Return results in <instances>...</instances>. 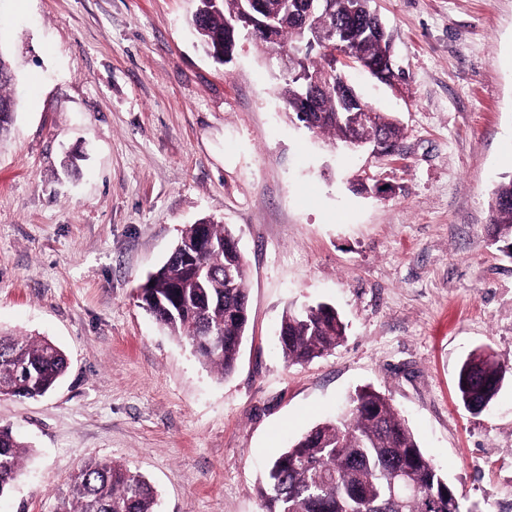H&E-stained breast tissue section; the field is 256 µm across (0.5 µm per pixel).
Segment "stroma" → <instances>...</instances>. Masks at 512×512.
<instances>
[{"instance_id": "obj_1", "label": "stroma", "mask_w": 512, "mask_h": 512, "mask_svg": "<svg viewBox=\"0 0 512 512\" xmlns=\"http://www.w3.org/2000/svg\"><path fill=\"white\" fill-rule=\"evenodd\" d=\"M197 0H0L20 101L0 139V331L48 339L69 368L44 397L0 396L31 448L0 512H51L89 460L148 478L158 512H264L266 466L351 394H388L465 512H512V376L466 410L460 363L512 367V259L489 193L512 173V0H375L409 73L344 71L395 113L385 156L292 121L285 60L242 37L229 63ZM385 194H359L360 178ZM228 227L249 321L220 376L138 299L185 225ZM328 303L344 342L306 365L278 348L288 305Z\"/></svg>"}]
</instances>
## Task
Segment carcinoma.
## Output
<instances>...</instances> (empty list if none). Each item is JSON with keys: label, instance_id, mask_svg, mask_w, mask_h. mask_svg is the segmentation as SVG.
<instances>
[{"label": "carcinoma", "instance_id": "1", "mask_svg": "<svg viewBox=\"0 0 512 512\" xmlns=\"http://www.w3.org/2000/svg\"><path fill=\"white\" fill-rule=\"evenodd\" d=\"M190 26L216 61L224 52L229 27L251 12L250 0H198ZM307 0H262L275 38L254 34L275 49L288 44V81L281 96L293 119L334 143L351 138L383 139L399 146L402 129L389 112H375L367 126L356 125L344 95L343 77L328 53L312 46V28L324 21L350 33L342 53L352 63L381 60L390 51L388 37L377 30L373 0H325L307 16ZM323 90L301 118L296 107L311 77ZM491 237L512 257V174H503L490 192ZM230 230L204 218L182 231L167 261L138 287L139 300L168 333L187 343L218 374L236 367L248 325L246 268L240 254L225 247ZM346 325L334 307L319 303L283 313L278 341L288 363H305L344 341ZM65 354L51 341L0 334V394L37 398L51 391L65 374ZM507 369L483 350L461 364L456 392L474 412L487 408L500 392ZM30 448L8 427H0V496L19 477ZM414 487L397 491V473ZM260 495L265 512H463L456 489L419 444L383 392L361 388L348 413L314 425L270 464ZM157 491L124 463L89 460L69 476L67 491L55 497L52 512H156Z\"/></svg>", "mask_w": 512, "mask_h": 512}]
</instances>
